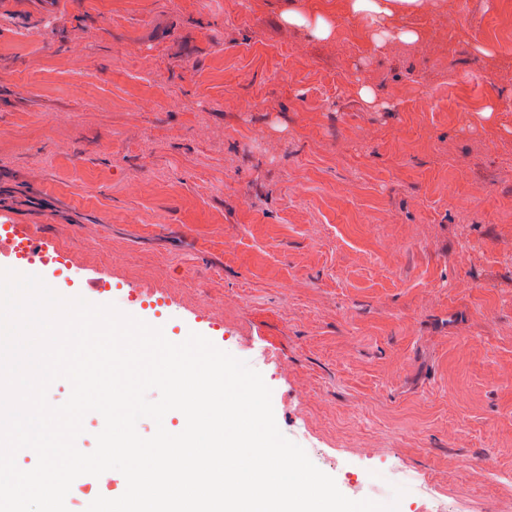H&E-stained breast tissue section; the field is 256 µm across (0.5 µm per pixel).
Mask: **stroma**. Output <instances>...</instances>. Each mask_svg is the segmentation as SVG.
<instances>
[{"instance_id": "obj_1", "label": "stroma", "mask_w": 512, "mask_h": 512, "mask_svg": "<svg viewBox=\"0 0 512 512\" xmlns=\"http://www.w3.org/2000/svg\"><path fill=\"white\" fill-rule=\"evenodd\" d=\"M431 2L379 47L347 0H0V221L167 297L158 323L260 372L317 467L383 462L498 512L512 9Z\"/></svg>"}]
</instances>
